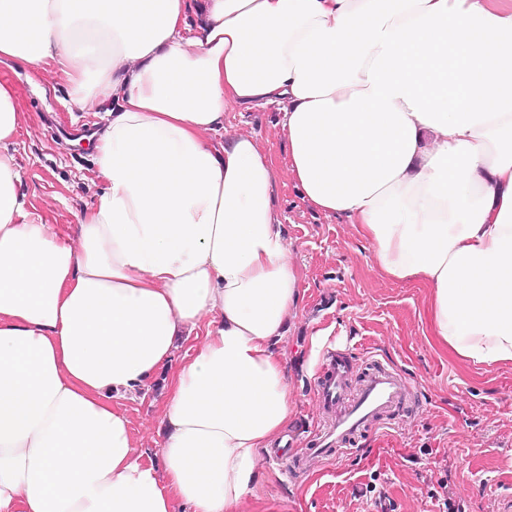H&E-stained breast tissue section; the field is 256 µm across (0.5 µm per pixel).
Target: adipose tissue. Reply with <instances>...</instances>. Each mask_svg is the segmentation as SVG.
I'll return each instance as SVG.
<instances>
[{"label":"adipose tissue","mask_w":512,"mask_h":512,"mask_svg":"<svg viewBox=\"0 0 512 512\" xmlns=\"http://www.w3.org/2000/svg\"><path fill=\"white\" fill-rule=\"evenodd\" d=\"M106 105L101 192L31 218L0 81V512H241L288 426L301 275L261 140L303 201L429 290L440 346L512 364V0H0V64ZM206 332L191 357L178 342ZM166 372L159 463L120 398Z\"/></svg>","instance_id":"adipose-tissue-1"}]
</instances>
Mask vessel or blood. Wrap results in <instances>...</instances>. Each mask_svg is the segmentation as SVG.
Returning <instances> with one entry per match:
<instances>
[{"mask_svg": "<svg viewBox=\"0 0 512 512\" xmlns=\"http://www.w3.org/2000/svg\"><path fill=\"white\" fill-rule=\"evenodd\" d=\"M352 371L347 354L332 355L318 389V399L329 414V422L317 433L314 447L307 449L306 460L348 453L355 438L371 427L394 423L405 389L400 375L380 360H371L358 389L351 394L346 383Z\"/></svg>", "mask_w": 512, "mask_h": 512, "instance_id": "obj_1", "label": "vessel or blood"}]
</instances>
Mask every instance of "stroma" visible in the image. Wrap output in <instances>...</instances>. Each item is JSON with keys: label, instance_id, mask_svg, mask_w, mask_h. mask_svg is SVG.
<instances>
[{"label": "stroma", "instance_id": "1", "mask_svg": "<svg viewBox=\"0 0 512 512\" xmlns=\"http://www.w3.org/2000/svg\"><path fill=\"white\" fill-rule=\"evenodd\" d=\"M30 123L18 138L20 191L34 214L74 223L95 188L87 134L102 112L80 109L67 84L30 64L0 65ZM238 131L259 137L279 171L276 202L301 275L302 298L284 339L294 389L287 451L303 453L321 422L317 383L331 352L369 356L404 377L409 390L395 425L362 436L355 453L312 463L298 481L260 454L262 482L244 512H505L512 500V364L476 367L442 350L432 333L428 291L393 281L370 265L371 245L345 218L312 211L287 167L281 114L269 105L230 113ZM325 342L317 358L309 339ZM163 379L122 399L136 454L153 457Z\"/></svg>", "mask_w": 512, "mask_h": 512}]
</instances>
